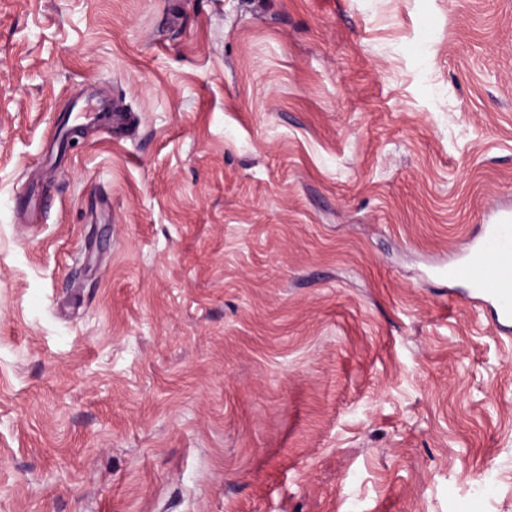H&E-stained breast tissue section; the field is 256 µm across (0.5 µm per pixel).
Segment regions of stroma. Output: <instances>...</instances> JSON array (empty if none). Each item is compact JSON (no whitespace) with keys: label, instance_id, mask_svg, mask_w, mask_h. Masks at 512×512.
<instances>
[{"label":"stroma","instance_id":"stroma-1","mask_svg":"<svg viewBox=\"0 0 512 512\" xmlns=\"http://www.w3.org/2000/svg\"><path fill=\"white\" fill-rule=\"evenodd\" d=\"M501 207L512 0H0V512H512ZM512 212L496 214L494 223L484 224L478 238L471 239L462 261L448 269V279H464L471 299L489 298L494 323L506 332L512 328Z\"/></svg>","mask_w":512,"mask_h":512}]
</instances>
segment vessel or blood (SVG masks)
I'll return each instance as SVG.
<instances>
[{
    "instance_id": "obj_1",
    "label": "vessel or blood",
    "mask_w": 512,
    "mask_h": 512,
    "mask_svg": "<svg viewBox=\"0 0 512 512\" xmlns=\"http://www.w3.org/2000/svg\"><path fill=\"white\" fill-rule=\"evenodd\" d=\"M512 212H498L482 234L471 239L462 261L448 270L452 279H464L472 298L492 302V318L502 328H512Z\"/></svg>"
}]
</instances>
